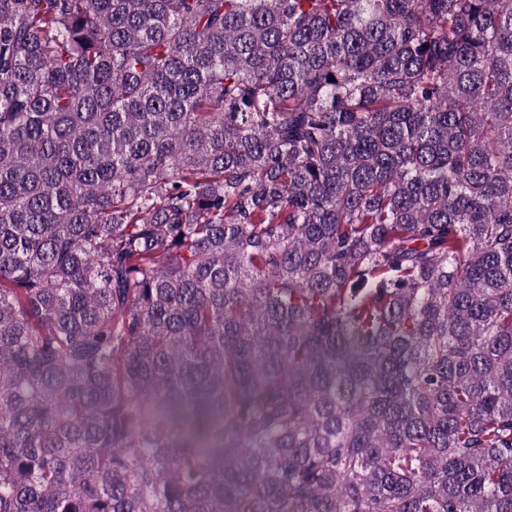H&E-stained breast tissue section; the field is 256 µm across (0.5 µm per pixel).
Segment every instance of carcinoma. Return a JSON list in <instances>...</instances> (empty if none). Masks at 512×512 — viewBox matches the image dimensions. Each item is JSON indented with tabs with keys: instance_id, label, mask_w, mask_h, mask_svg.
Listing matches in <instances>:
<instances>
[{
	"instance_id": "carcinoma-1",
	"label": "carcinoma",
	"mask_w": 512,
	"mask_h": 512,
	"mask_svg": "<svg viewBox=\"0 0 512 512\" xmlns=\"http://www.w3.org/2000/svg\"><path fill=\"white\" fill-rule=\"evenodd\" d=\"M0 512H512V0H0Z\"/></svg>"
}]
</instances>
